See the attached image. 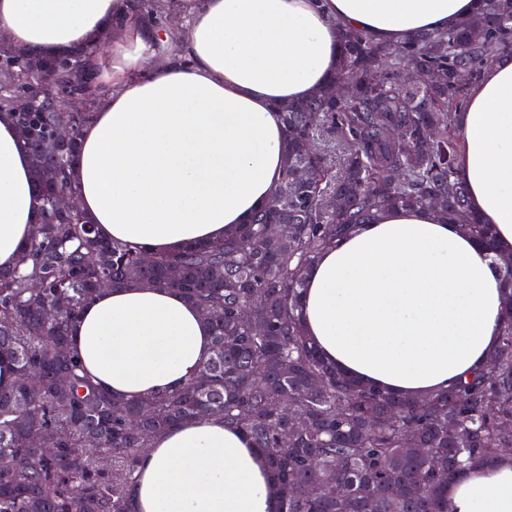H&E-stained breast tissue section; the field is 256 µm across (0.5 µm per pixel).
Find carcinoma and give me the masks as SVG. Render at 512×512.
Listing matches in <instances>:
<instances>
[{"label": "carcinoma", "instance_id": "1", "mask_svg": "<svg viewBox=\"0 0 512 512\" xmlns=\"http://www.w3.org/2000/svg\"><path fill=\"white\" fill-rule=\"evenodd\" d=\"M173 4L131 0L130 10L136 26L157 27ZM101 37L52 56L0 46V113L25 126L41 219L31 269L0 271V354L11 356L20 375L0 390V512H132L135 463L150 439L210 415L245 432L265 457L278 512H449L448 483L464 465L512 448V310L484 368L413 400L325 363L305 335L299 299L306 270L338 237L382 211L430 206L436 195L447 196L448 221L495 254L512 299V254L497 253L493 225L471 213L458 178L456 120L484 67L512 52V0H479L458 27L400 46L340 29L336 76L310 99L282 107L285 169L270 202L223 241L158 255L150 265L142 253L99 239L81 211L61 213L52 204L56 189L73 191L80 131L105 93ZM153 51L189 64L167 42ZM410 62L442 80L405 87ZM381 67L385 79L369 81ZM343 83L351 87L346 98L334 93ZM32 84L45 85L47 99L79 92L86 111H18L16 99ZM60 124L72 125L66 142L54 138ZM331 195L334 209L325 206ZM276 218L288 222L287 234H270ZM91 253L98 264L87 263ZM102 280L173 288L201 307L213 325L212 353L196 377L120 402L78 373L69 327ZM32 369L40 378L27 386L21 375ZM59 374L69 380L64 396ZM291 415L307 421L294 435ZM101 452L111 468L101 466Z\"/></svg>", "mask_w": 512, "mask_h": 512}]
</instances>
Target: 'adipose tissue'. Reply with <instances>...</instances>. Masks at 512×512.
<instances>
[{"label": "adipose tissue", "instance_id": "obj_1", "mask_svg": "<svg viewBox=\"0 0 512 512\" xmlns=\"http://www.w3.org/2000/svg\"><path fill=\"white\" fill-rule=\"evenodd\" d=\"M478 0H181L190 63L147 60L152 34L128 0H0V43L55 52L108 32L112 88L80 132L78 206L100 238L148 255L222 240L267 204L284 168L283 105L331 78L339 28L383 44L445 30ZM471 207L512 253V55L483 70L457 112ZM39 219L31 157L0 113V268L18 266ZM308 336L345 375L414 396L448 389L497 349L503 282L492 256L434 207L356 226L308 268ZM72 353L119 400L175 389L212 351V328L174 289H101L70 328ZM271 474L238 429L211 416L151 439L133 512H275ZM449 512H512V453L448 486Z\"/></svg>", "mask_w": 512, "mask_h": 512}]
</instances>
